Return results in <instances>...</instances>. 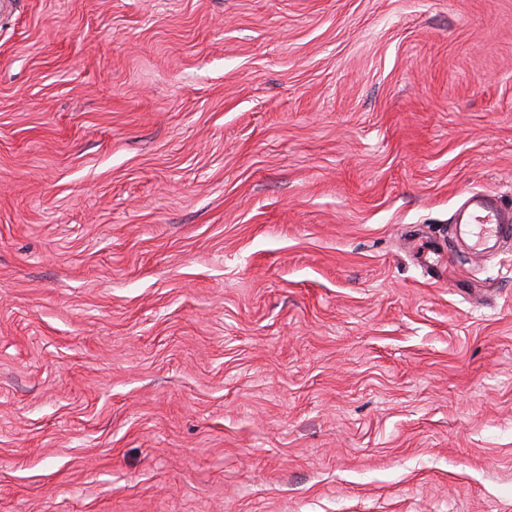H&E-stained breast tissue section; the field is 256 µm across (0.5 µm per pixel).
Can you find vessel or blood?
<instances>
[{"instance_id": "1", "label": "vessel or blood", "mask_w": 512, "mask_h": 512, "mask_svg": "<svg viewBox=\"0 0 512 512\" xmlns=\"http://www.w3.org/2000/svg\"><path fill=\"white\" fill-rule=\"evenodd\" d=\"M455 222L463 228L475 255L490 242L512 240V207L490 193H468L456 211Z\"/></svg>"}]
</instances>
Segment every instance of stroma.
Listing matches in <instances>:
<instances>
[{
  "label": "stroma",
  "instance_id": "stroma-1",
  "mask_svg": "<svg viewBox=\"0 0 512 512\" xmlns=\"http://www.w3.org/2000/svg\"><path fill=\"white\" fill-rule=\"evenodd\" d=\"M512 0L0 13V512H512ZM454 224L463 228L469 250L477 255L491 241L512 240V207L496 195L471 192L456 210Z\"/></svg>",
  "mask_w": 512,
  "mask_h": 512
}]
</instances>
